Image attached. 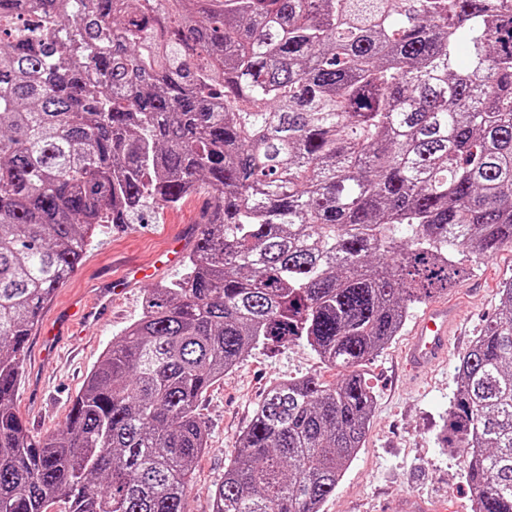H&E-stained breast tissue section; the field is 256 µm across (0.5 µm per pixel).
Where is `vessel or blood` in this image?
I'll return each mask as SVG.
<instances>
[{"label": "vessel or blood", "mask_w": 512, "mask_h": 512, "mask_svg": "<svg viewBox=\"0 0 512 512\" xmlns=\"http://www.w3.org/2000/svg\"><path fill=\"white\" fill-rule=\"evenodd\" d=\"M157 276L154 268L132 265L124 274L112 279L110 285L100 289L102 306H109L113 293L134 286H143ZM457 323L452 305H432L416 323L412 338L404 351V358L415 370L423 371L439 365L448 354V342ZM378 512H447L446 506L431 508L427 500L419 496H404L384 502Z\"/></svg>", "instance_id": "obj_1"}]
</instances>
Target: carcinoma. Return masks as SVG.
<instances>
[{
    "label": "carcinoma",
    "mask_w": 512,
    "mask_h": 512,
    "mask_svg": "<svg viewBox=\"0 0 512 512\" xmlns=\"http://www.w3.org/2000/svg\"><path fill=\"white\" fill-rule=\"evenodd\" d=\"M203 198L65 424L15 411L37 315L103 224ZM512 246V0H0V512H185L201 396L301 340L212 512H319L362 446L361 372L467 258ZM460 359L441 444L512 512V277Z\"/></svg>",
    "instance_id": "carcinoma-1"
}]
</instances>
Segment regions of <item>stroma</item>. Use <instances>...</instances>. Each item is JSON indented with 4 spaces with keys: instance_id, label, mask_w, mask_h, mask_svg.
Here are the masks:
<instances>
[{
    "instance_id": "obj_1",
    "label": "stroma",
    "mask_w": 512,
    "mask_h": 512,
    "mask_svg": "<svg viewBox=\"0 0 512 512\" xmlns=\"http://www.w3.org/2000/svg\"><path fill=\"white\" fill-rule=\"evenodd\" d=\"M199 209L192 200L135 216L130 224L100 227L92 248L63 288L46 305L57 315L58 335L32 332L21 370L17 409L32 434L46 436L65 422L71 401L103 351L142 313L144 291L135 288L112 304V318L95 325L70 320L74 303L92 304L97 284L122 264L150 261L167 234L195 227ZM512 276V246L471 261L470 273L447 295L457 309L461 334L447 360L412 378L401 359L410 331L399 336L362 367L376 400L362 447L321 512H376L381 502L401 494L447 500L456 512H472L465 480L466 454L440 444L441 418L456 388L461 356L500 304L501 283ZM314 376L336 381L302 341L279 348L259 347L225 373L198 401L197 412L208 433V447L194 465L184 500L185 512H211V495L224 478L238 438L271 383Z\"/></svg>"
}]
</instances>
